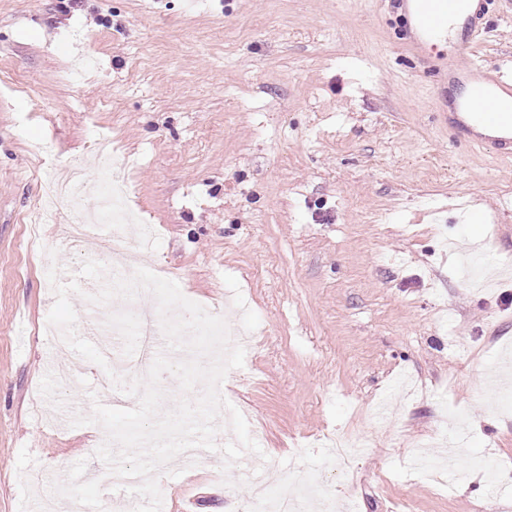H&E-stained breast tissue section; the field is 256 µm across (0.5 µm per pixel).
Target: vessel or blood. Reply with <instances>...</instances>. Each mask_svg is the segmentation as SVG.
I'll use <instances>...</instances> for the list:
<instances>
[{"label":"vessel or blood","mask_w":512,"mask_h":512,"mask_svg":"<svg viewBox=\"0 0 512 512\" xmlns=\"http://www.w3.org/2000/svg\"><path fill=\"white\" fill-rule=\"evenodd\" d=\"M493 0H391L398 38L417 57L431 63L470 91L469 99L453 98L439 113L468 144L491 148L501 159L512 158V70L487 68L471 48L485 31L484 18ZM484 101L474 111V100Z\"/></svg>","instance_id":"b4317fda"}]
</instances>
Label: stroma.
Here are the masks:
<instances>
[{
	"label": "stroma",
	"instance_id": "35a3bbf8",
	"mask_svg": "<svg viewBox=\"0 0 512 512\" xmlns=\"http://www.w3.org/2000/svg\"><path fill=\"white\" fill-rule=\"evenodd\" d=\"M386 0H0V512H130L99 484L90 414L99 366L44 334L61 282L88 247L56 229L25 240L42 177L114 141V171L155 227L150 261L188 299L250 310L242 368L220 390L261 452L271 495L320 477L357 512H512V159L439 121L446 87L396 46ZM473 56L512 68V0ZM81 30L96 38L70 79ZM42 101L30 111L27 94ZM50 141L52 150L37 151ZM478 203L487 221L468 220ZM451 493L415 467L443 430ZM219 453L162 476L164 512L245 507Z\"/></svg>",
	"mask_w": 512,
	"mask_h": 512
}]
</instances>
